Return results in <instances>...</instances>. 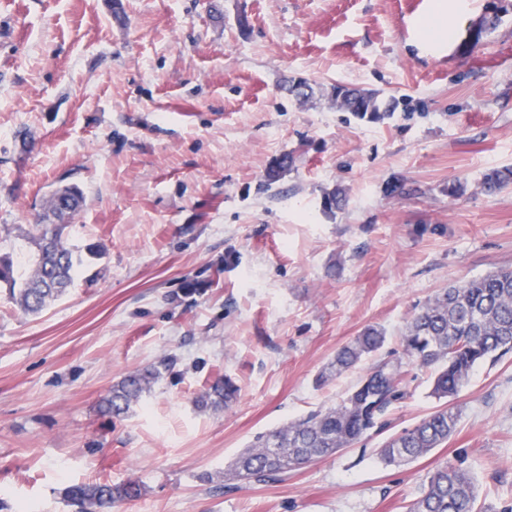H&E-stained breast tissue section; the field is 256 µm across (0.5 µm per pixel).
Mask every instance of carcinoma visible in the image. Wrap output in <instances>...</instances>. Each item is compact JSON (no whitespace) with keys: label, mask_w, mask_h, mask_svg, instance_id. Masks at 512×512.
Returning <instances> with one entry per match:
<instances>
[{"label":"carcinoma","mask_w":512,"mask_h":512,"mask_svg":"<svg viewBox=\"0 0 512 512\" xmlns=\"http://www.w3.org/2000/svg\"><path fill=\"white\" fill-rule=\"evenodd\" d=\"M347 95L331 91L336 107L355 117L365 113L381 117L394 111L389 100L372 90L346 88ZM512 185V169L484 175L483 189L499 193ZM62 205L51 195L46 208L55 224H35L26 239L35 246L28 261L15 263L0 256V287L8 288L27 314L40 313L48 302L70 288L83 262L80 251L67 244L62 230L80 209L83 197L72 192ZM384 331L366 327L336 353L329 371L355 368L365 357L383 349ZM512 353V267L449 287L418 306L405 326L401 350L390 353L362 373L339 403L313 411L269 433L259 435L234 461L229 476L263 482L284 475L315 459L350 448L366 435L386 428L384 417L394 403L409 394L413 369L434 370L431 395L448 401L480 363L495 362ZM172 361H162L129 373L102 398L103 414L120 418L139 403ZM236 386L229 378L215 379L197 400L202 410L232 406ZM458 412L447 405L416 425L383 442L378 454L387 463L414 460L439 447L454 431ZM141 495L135 482L115 485L107 480L71 485L66 497L77 512H106L115 504ZM477 492L469 473L444 465L428 477L422 496L408 512H479Z\"/></svg>","instance_id":"obj_1"}]
</instances>
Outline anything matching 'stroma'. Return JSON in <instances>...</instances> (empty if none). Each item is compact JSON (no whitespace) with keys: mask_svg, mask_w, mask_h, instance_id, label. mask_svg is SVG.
<instances>
[{"mask_svg":"<svg viewBox=\"0 0 512 512\" xmlns=\"http://www.w3.org/2000/svg\"><path fill=\"white\" fill-rule=\"evenodd\" d=\"M465 2L426 52L400 28L434 0H0V253H30L63 187L85 253L39 315L0 288V512H75L67 487L103 479L141 487L112 512H407L447 463L512 512V355L473 370L423 457L383 463L380 433L285 479L224 478L256 436L344 397L357 372L325 371L364 328L397 348L418 305L512 266V188H481L512 168V13L471 47L493 0ZM339 84L395 109L356 119ZM165 359L126 417L99 414ZM219 376L236 403L198 409ZM431 377L391 433L437 409ZM172 360H163L158 365L150 366L142 371L129 373L116 384L112 385L108 394L102 398L100 410L104 415L120 418L126 415L130 408L139 403L148 393L154 383L168 370Z\"/></svg>","mask_w":512,"mask_h":512,"instance_id":"stroma-1","label":"stroma"}]
</instances>
